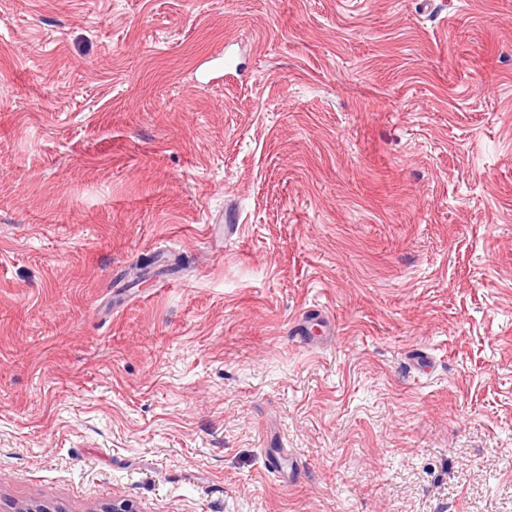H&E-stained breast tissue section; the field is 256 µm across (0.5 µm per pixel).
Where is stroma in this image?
<instances>
[{"label": "stroma", "mask_w": 512, "mask_h": 512, "mask_svg": "<svg viewBox=\"0 0 512 512\" xmlns=\"http://www.w3.org/2000/svg\"><path fill=\"white\" fill-rule=\"evenodd\" d=\"M1 474L512 512V0H0Z\"/></svg>", "instance_id": "35a3bbf8"}]
</instances>
